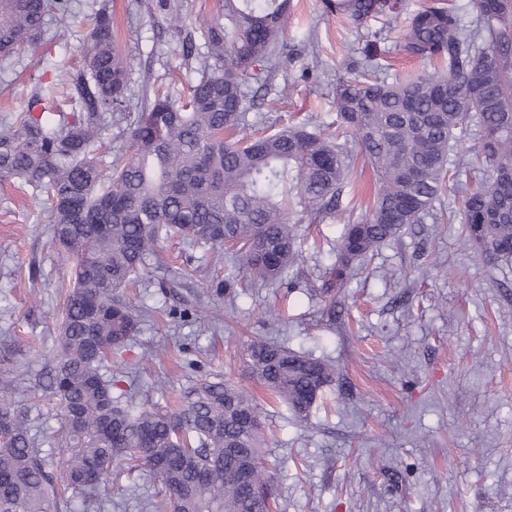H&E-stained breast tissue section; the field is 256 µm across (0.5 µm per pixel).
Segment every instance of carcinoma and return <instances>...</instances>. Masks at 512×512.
I'll list each match as a JSON object with an SVG mask.
<instances>
[{"instance_id": "carcinoma-1", "label": "carcinoma", "mask_w": 512, "mask_h": 512, "mask_svg": "<svg viewBox=\"0 0 512 512\" xmlns=\"http://www.w3.org/2000/svg\"><path fill=\"white\" fill-rule=\"evenodd\" d=\"M289 0H223L200 22L206 47L200 77L184 99H144L129 112L130 66L114 45L112 12L92 17L80 48L82 66L60 69L59 85L79 111L53 106L57 89L39 86L25 107L0 125V181L29 187L51 201L50 230L71 262L61 284L65 308L51 356L49 400L60 415L54 444L63 483L100 505L112 467L132 461L161 486L149 512H270L263 466L269 401L305 422L336 365L261 338L241 357L264 397L222 375L205 377L171 404L113 397L102 368L112 349L132 340L147 315L125 290L144 277L161 240L213 249L219 272L232 255L254 285L284 282L300 261L296 208L312 220L336 210L348 155L335 137L307 124L263 129L240 138L265 105L250 90L253 66L276 55ZM468 24L454 0L406 14L405 0H326L325 9L356 27L382 21L357 48V77L333 87L342 135L359 145L376 190L358 224L341 235L330 277L341 282L361 262L435 209L446 188L461 198L464 245L492 260L512 261V0H472ZM70 0H0V58L38 43L48 16ZM404 19L397 51L433 70L388 83L375 76L390 52L384 28ZM127 123L129 154L101 168L97 151L111 123ZM479 137L466 160L456 157V131ZM481 176L450 182L461 163ZM13 352L0 351V512H58L60 494L28 406L16 401Z\"/></svg>"}]
</instances>
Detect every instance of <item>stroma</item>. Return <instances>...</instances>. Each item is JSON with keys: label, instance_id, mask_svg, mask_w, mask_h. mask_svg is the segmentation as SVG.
Instances as JSON below:
<instances>
[{"label": "stroma", "instance_id": "stroma-1", "mask_svg": "<svg viewBox=\"0 0 512 512\" xmlns=\"http://www.w3.org/2000/svg\"><path fill=\"white\" fill-rule=\"evenodd\" d=\"M100 2L71 0L70 14L49 18L35 51L0 62V120L59 68L79 67L86 19ZM108 2L116 48L132 69L131 111L144 94H178L198 78L205 47L197 20L217 0ZM358 38L323 0H290L277 63L259 76L270 97L284 89L288 99L264 111L266 124L335 125L328 80L346 77L347 63L359 58ZM311 42L318 58L307 54ZM189 45L197 56L188 61ZM347 147L354 163L335 215L297 226L302 260L290 285L238 288L227 300L203 274L209 247L162 242L144 283L128 293L153 317L112 354L134 373L119 387H142L163 404L214 374L246 384L241 352L261 336L338 367L310 427L284 404L268 408L264 462L280 512H512V262L474 254L461 224H414L358 274L326 287L344 221L363 218L373 186L358 145ZM50 211L44 197L0 183V349L15 353L16 397L29 404L39 437L59 426L37 381L56 346L65 303L59 285L69 272L51 243ZM174 278L179 287H169ZM273 305L284 308V324H265ZM158 347L164 356L147 360ZM158 487L142 470L113 467L103 512H136L131 496Z\"/></svg>", "mask_w": 512, "mask_h": 512}]
</instances>
